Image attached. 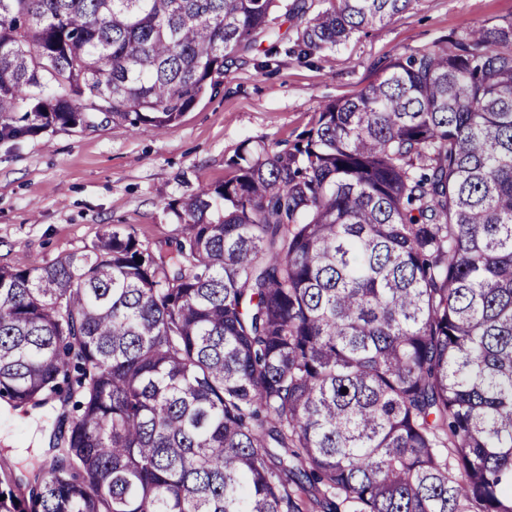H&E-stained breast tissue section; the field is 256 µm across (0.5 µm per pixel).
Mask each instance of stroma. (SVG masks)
<instances>
[{"instance_id":"1","label":"stroma","mask_w":512,"mask_h":512,"mask_svg":"<svg viewBox=\"0 0 512 512\" xmlns=\"http://www.w3.org/2000/svg\"><path fill=\"white\" fill-rule=\"evenodd\" d=\"M512 22V0H415L384 26L301 63L263 50L225 68L217 94L164 129L102 125L0 140V264L82 250L105 225L154 243L177 233L173 201L220 184L243 150L281 149L327 103L353 98L395 58L464 25ZM51 408L0 409V450L21 471L44 458Z\"/></svg>"}]
</instances>
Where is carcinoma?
<instances>
[{
  "instance_id": "obj_1",
  "label": "carcinoma",
  "mask_w": 512,
  "mask_h": 512,
  "mask_svg": "<svg viewBox=\"0 0 512 512\" xmlns=\"http://www.w3.org/2000/svg\"><path fill=\"white\" fill-rule=\"evenodd\" d=\"M0 0V140L164 129L417 0ZM175 210L0 266V512H512V23L467 25ZM50 407L38 410L4 407L0 410V450L7 452L18 463L23 472L34 471L44 459L48 441L51 414Z\"/></svg>"
}]
</instances>
